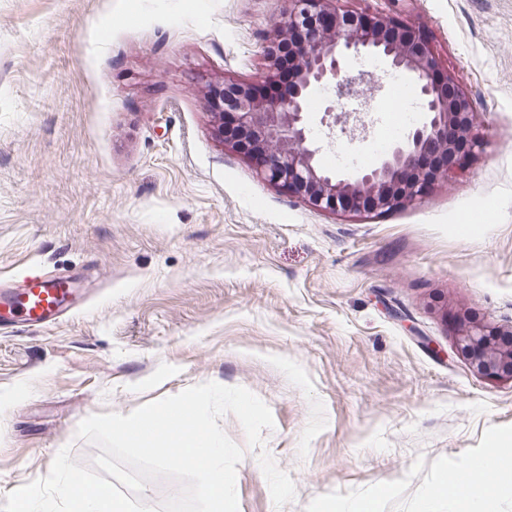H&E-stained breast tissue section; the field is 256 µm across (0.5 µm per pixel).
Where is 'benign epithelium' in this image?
Segmentation results:
<instances>
[{
  "instance_id": "1",
  "label": "benign epithelium",
  "mask_w": 512,
  "mask_h": 512,
  "mask_svg": "<svg viewBox=\"0 0 512 512\" xmlns=\"http://www.w3.org/2000/svg\"><path fill=\"white\" fill-rule=\"evenodd\" d=\"M265 33L268 84L279 79L283 52L292 84L284 96H263L252 82L207 85L212 133L243 155L267 181L309 206L351 215L385 214L412 206L468 170L480 149L471 98L463 93L420 27L381 10H351L340 0H285ZM373 55L411 76L424 119L392 143L379 163L352 177H337L319 164L323 146L310 137L307 103L326 87L342 98L355 87L367 93L381 82L344 66L349 53ZM460 353L478 373L512 379V326L491 327L468 316L452 318Z\"/></svg>"
}]
</instances>
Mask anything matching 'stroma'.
I'll return each instance as SVG.
<instances>
[{"mask_svg":"<svg viewBox=\"0 0 512 512\" xmlns=\"http://www.w3.org/2000/svg\"><path fill=\"white\" fill-rule=\"evenodd\" d=\"M422 27L483 149L422 202L313 209L212 134L209 82L263 83L277 0H0V283L80 281L78 310L0 334V506L56 454L92 466L93 414L242 386L270 408L239 512H420L512 448V379L476 373L449 312L512 324V0H343ZM385 80L342 150L389 115Z\"/></svg>","mask_w":512,"mask_h":512,"instance_id":"stroma-1","label":"stroma"}]
</instances>
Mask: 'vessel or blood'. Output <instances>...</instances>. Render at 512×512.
<instances>
[{
	"instance_id": "b4317fda",
	"label": "vessel or blood",
	"mask_w": 512,
	"mask_h": 512,
	"mask_svg": "<svg viewBox=\"0 0 512 512\" xmlns=\"http://www.w3.org/2000/svg\"><path fill=\"white\" fill-rule=\"evenodd\" d=\"M75 301L76 290L68 276L30 271L22 286L0 291V329L52 327L68 316Z\"/></svg>"
}]
</instances>
